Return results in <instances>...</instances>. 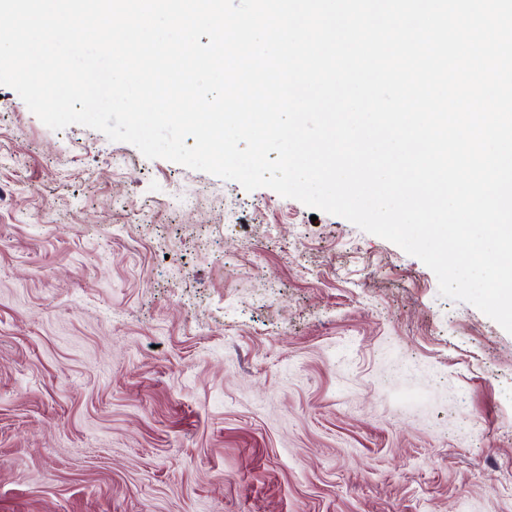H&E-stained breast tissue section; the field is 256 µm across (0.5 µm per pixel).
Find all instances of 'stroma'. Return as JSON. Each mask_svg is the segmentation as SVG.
<instances>
[{"label": "stroma", "mask_w": 512, "mask_h": 512, "mask_svg": "<svg viewBox=\"0 0 512 512\" xmlns=\"http://www.w3.org/2000/svg\"><path fill=\"white\" fill-rule=\"evenodd\" d=\"M0 512H512V334L0 85Z\"/></svg>", "instance_id": "obj_1"}]
</instances>
